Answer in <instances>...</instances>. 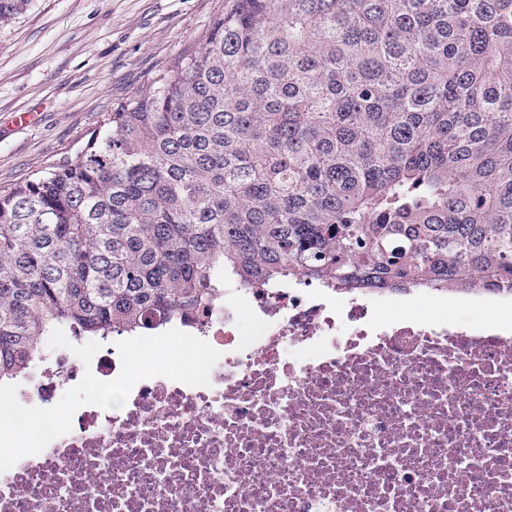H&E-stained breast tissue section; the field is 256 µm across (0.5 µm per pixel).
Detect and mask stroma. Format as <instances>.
I'll return each mask as SVG.
<instances>
[{
    "mask_svg": "<svg viewBox=\"0 0 512 512\" xmlns=\"http://www.w3.org/2000/svg\"><path fill=\"white\" fill-rule=\"evenodd\" d=\"M224 0H32L0 25V188L74 154L185 50ZM26 113L27 124L16 115Z\"/></svg>",
    "mask_w": 512,
    "mask_h": 512,
    "instance_id": "obj_1",
    "label": "stroma"
}]
</instances>
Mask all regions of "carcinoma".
I'll return each mask as SVG.
<instances>
[{
	"mask_svg": "<svg viewBox=\"0 0 512 512\" xmlns=\"http://www.w3.org/2000/svg\"><path fill=\"white\" fill-rule=\"evenodd\" d=\"M301 279L512 287V0H224L201 48L0 190V383L61 326L146 335L230 281Z\"/></svg>",
	"mask_w": 512,
	"mask_h": 512,
	"instance_id": "cac0c4a2",
	"label": "carcinoma"
}]
</instances>
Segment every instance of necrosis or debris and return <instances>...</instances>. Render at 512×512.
Here are the masks:
<instances>
[{
	"label": "necrosis or debris",
	"instance_id": "1",
	"mask_svg": "<svg viewBox=\"0 0 512 512\" xmlns=\"http://www.w3.org/2000/svg\"><path fill=\"white\" fill-rule=\"evenodd\" d=\"M183 327L221 353L208 385L80 407L0 473V512H512V292L233 287ZM88 369L120 359L57 351L17 399L53 406Z\"/></svg>",
	"mask_w": 512,
	"mask_h": 512
}]
</instances>
